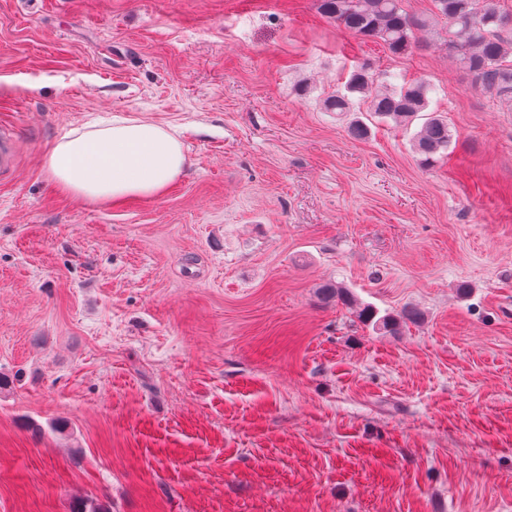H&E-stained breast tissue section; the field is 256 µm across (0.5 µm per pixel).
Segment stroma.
Returning a JSON list of instances; mask_svg holds the SVG:
<instances>
[{"label": "stroma", "mask_w": 512, "mask_h": 512, "mask_svg": "<svg viewBox=\"0 0 512 512\" xmlns=\"http://www.w3.org/2000/svg\"><path fill=\"white\" fill-rule=\"evenodd\" d=\"M402 7L397 57L318 0H0V512H512V101ZM362 65L433 86L446 157L325 110ZM122 116L181 128L179 179L57 190ZM357 317L360 319L361 322L367 325H372L374 329L376 330H383L384 332L394 333L397 331V328L400 324L401 319L407 320V321H415L418 318V312L410 309L404 311L402 316H399V318L395 316H383L379 319L375 320L377 313L373 311V309L369 307H362L359 311H356Z\"/></svg>", "instance_id": "stroma-1"}]
</instances>
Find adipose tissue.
Segmentation results:
<instances>
[{
  "label": "adipose tissue",
  "mask_w": 512,
  "mask_h": 512,
  "mask_svg": "<svg viewBox=\"0 0 512 512\" xmlns=\"http://www.w3.org/2000/svg\"><path fill=\"white\" fill-rule=\"evenodd\" d=\"M45 166L60 191L102 202L163 194L182 174L186 156L177 127L128 118L63 137Z\"/></svg>",
  "instance_id": "adipose-tissue-1"
}]
</instances>
